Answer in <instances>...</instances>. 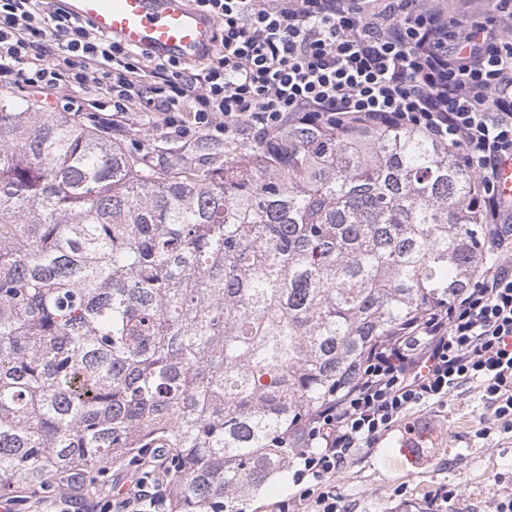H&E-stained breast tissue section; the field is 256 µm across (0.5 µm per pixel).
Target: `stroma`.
I'll list each match as a JSON object with an SVG mask.
<instances>
[{"label": "stroma", "instance_id": "35a3bbf8", "mask_svg": "<svg viewBox=\"0 0 512 512\" xmlns=\"http://www.w3.org/2000/svg\"><path fill=\"white\" fill-rule=\"evenodd\" d=\"M136 138L154 144L160 166L190 161L199 143L184 144L161 134L153 124L138 123ZM489 412L476 391L463 388L447 407H426L413 412L367 448L335 478L349 512H437L435 490L453 489L447 512H495L498 501L512 496V436L496 435L489 443L475 440L480 419ZM427 425L430 441L406 460L398 442L417 426Z\"/></svg>", "mask_w": 512, "mask_h": 512}]
</instances>
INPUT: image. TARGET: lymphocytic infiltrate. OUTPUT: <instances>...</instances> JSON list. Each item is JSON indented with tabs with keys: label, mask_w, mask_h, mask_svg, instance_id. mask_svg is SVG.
<instances>
[{
	"label": "lymphocytic infiltrate",
	"mask_w": 512,
	"mask_h": 512,
	"mask_svg": "<svg viewBox=\"0 0 512 512\" xmlns=\"http://www.w3.org/2000/svg\"><path fill=\"white\" fill-rule=\"evenodd\" d=\"M217 45L197 68L121 45L64 0H0V74L104 133L148 112L161 130L213 142L273 139L287 126L410 127L472 169L494 260L448 310L382 344L310 434L296 490L271 512H347L334 478L413 410L472 386L512 429V201L497 192L512 158V0L453 15L448 0H198ZM127 490L97 512H165L167 456L136 460Z\"/></svg>",
	"instance_id": "obj_1"
}]
</instances>
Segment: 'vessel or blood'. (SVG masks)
Listing matches in <instances>:
<instances>
[{"label":"vessel or blood","mask_w":512,"mask_h":512,"mask_svg":"<svg viewBox=\"0 0 512 512\" xmlns=\"http://www.w3.org/2000/svg\"><path fill=\"white\" fill-rule=\"evenodd\" d=\"M68 12L121 44L198 61L216 44V22L193 0H67Z\"/></svg>","instance_id":"1"}]
</instances>
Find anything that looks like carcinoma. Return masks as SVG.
<instances>
[{"mask_svg":"<svg viewBox=\"0 0 512 512\" xmlns=\"http://www.w3.org/2000/svg\"><path fill=\"white\" fill-rule=\"evenodd\" d=\"M153 153L0 96V495L165 448L170 512H244L492 259L473 172L413 129Z\"/></svg>","mask_w":512,"mask_h":512,"instance_id":"1","label":"carcinoma"}]
</instances>
